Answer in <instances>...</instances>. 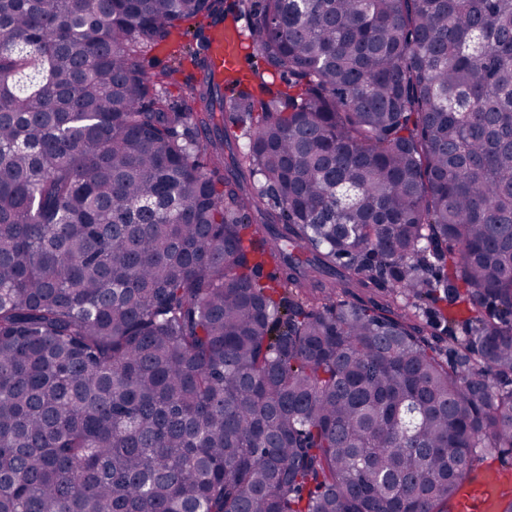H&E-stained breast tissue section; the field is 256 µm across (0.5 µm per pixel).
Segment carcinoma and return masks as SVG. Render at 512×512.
<instances>
[{"mask_svg":"<svg viewBox=\"0 0 512 512\" xmlns=\"http://www.w3.org/2000/svg\"><path fill=\"white\" fill-rule=\"evenodd\" d=\"M241 5L298 92L185 112L141 57L224 0H0V512H451L512 448V0Z\"/></svg>","mask_w":512,"mask_h":512,"instance_id":"cac0c4a2","label":"carcinoma"}]
</instances>
